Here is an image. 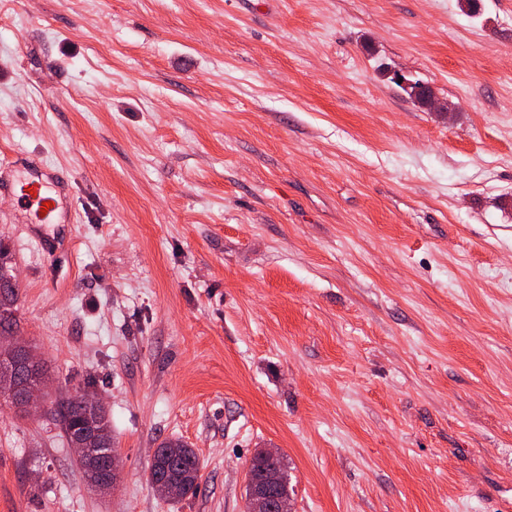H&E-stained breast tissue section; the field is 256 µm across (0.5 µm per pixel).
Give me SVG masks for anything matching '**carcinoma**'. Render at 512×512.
I'll return each instance as SVG.
<instances>
[{
    "instance_id": "carcinoma-1",
    "label": "carcinoma",
    "mask_w": 512,
    "mask_h": 512,
    "mask_svg": "<svg viewBox=\"0 0 512 512\" xmlns=\"http://www.w3.org/2000/svg\"><path fill=\"white\" fill-rule=\"evenodd\" d=\"M12 266L0 250V336L12 333L16 324L14 315L17 293L8 284ZM47 377L42 361L38 360L18 371L10 367L7 360L0 359V399L6 402L17 400L24 386L34 384ZM84 392L60 395L56 401L54 415L62 430L70 440L84 442L92 440L95 446L106 444L107 453H112V427L108 411L103 406H90L83 400ZM252 471H267L274 480V496L264 504V512H276L279 500L290 498L289 481L283 460L270 467L266 465L263 452L257 451L250 462ZM200 459L196 451L187 443L176 439L159 444L152 459L148 481L169 476L176 481L178 492L173 499L178 500L194 493L200 479Z\"/></svg>"
}]
</instances>
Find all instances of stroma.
I'll list each match as a JSON object with an SVG mask.
<instances>
[{"instance_id": "1", "label": "stroma", "mask_w": 512, "mask_h": 512, "mask_svg": "<svg viewBox=\"0 0 512 512\" xmlns=\"http://www.w3.org/2000/svg\"><path fill=\"white\" fill-rule=\"evenodd\" d=\"M480 3L0 0V173L73 213L0 189L16 333L122 460L101 493L0 407V512H244L261 448L293 512H512V0ZM47 184V177L42 173H33L15 180L11 188L18 199L23 200L32 210L34 223L61 224L64 222L61 213V193L51 191ZM44 201H50L51 207L44 206ZM43 210H46V213H43ZM201 465L196 451L187 443L176 439L159 444L152 459L148 481L154 487L155 480L169 476L176 481L178 492L169 497L178 500L193 494L198 488ZM264 453L270 457H279L280 451L276 448H264ZM285 464L283 461V457L280 456L277 463L269 468L266 465V462L263 458V451L258 450L252 457L249 469L251 471H268L269 474L272 475L273 478V491L274 496L268 500L263 508L264 511L261 512H277L278 503L280 499H288L290 501V492H289V481L285 471Z\"/></svg>"}]
</instances>
